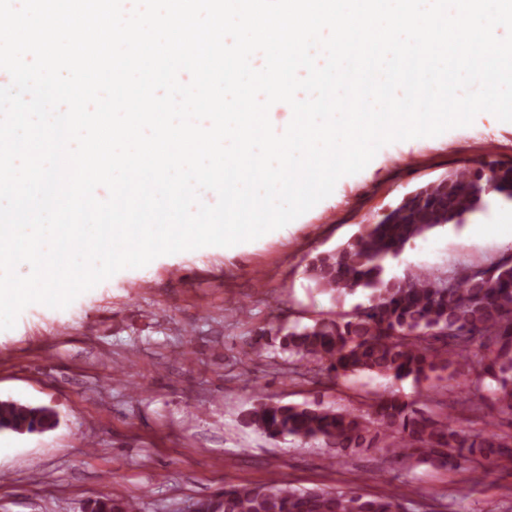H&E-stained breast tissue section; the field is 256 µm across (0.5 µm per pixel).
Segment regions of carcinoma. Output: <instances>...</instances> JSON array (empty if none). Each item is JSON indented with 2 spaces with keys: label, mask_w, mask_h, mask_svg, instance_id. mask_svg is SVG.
I'll return each instance as SVG.
<instances>
[{
  "label": "carcinoma",
  "mask_w": 512,
  "mask_h": 512,
  "mask_svg": "<svg viewBox=\"0 0 512 512\" xmlns=\"http://www.w3.org/2000/svg\"><path fill=\"white\" fill-rule=\"evenodd\" d=\"M488 163L464 165L412 191L388 223L362 225L340 247L322 254L308 268L315 287L342 300L361 293L366 302L350 315L328 314L313 324L281 333L288 370L315 385L361 373L396 380L428 381L440 372L458 374L460 358L475 351L477 367L463 379L467 393L512 425V248L488 266L470 265L446 276L424 269L391 277L387 263L414 239L439 228L465 223L485 207L481 191ZM497 199L512 201V164L497 171ZM423 394L404 400L373 393L367 409H343L323 402L290 405L258 400L244 424L272 440L298 441L350 458L377 448L382 463L414 459L461 469L474 480L512 461V434L488 429L467 435L446 414L423 404ZM55 414L42 406L0 401V430L28 433L52 427ZM91 512H130V501L110 495L92 503ZM208 512H407L406 495H365L347 489H299L271 479L261 484H230Z\"/></svg>",
  "instance_id": "obj_1"
}]
</instances>
